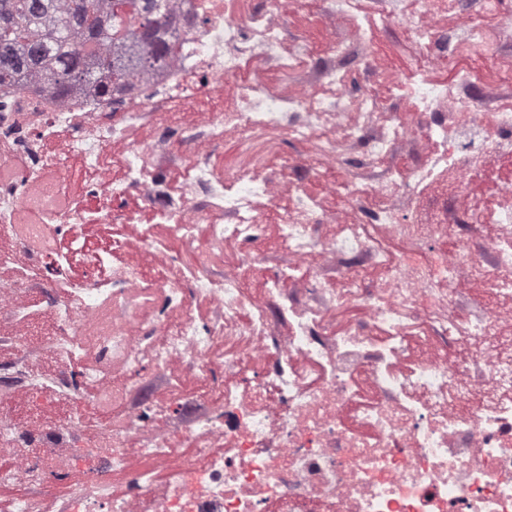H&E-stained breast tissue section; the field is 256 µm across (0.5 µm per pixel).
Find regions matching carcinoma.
I'll return each mask as SVG.
<instances>
[{
	"mask_svg": "<svg viewBox=\"0 0 512 512\" xmlns=\"http://www.w3.org/2000/svg\"><path fill=\"white\" fill-rule=\"evenodd\" d=\"M0 84L44 76L61 96L116 93L162 67L173 17L169 0H0Z\"/></svg>",
	"mask_w": 512,
	"mask_h": 512,
	"instance_id": "1",
	"label": "carcinoma"
}]
</instances>
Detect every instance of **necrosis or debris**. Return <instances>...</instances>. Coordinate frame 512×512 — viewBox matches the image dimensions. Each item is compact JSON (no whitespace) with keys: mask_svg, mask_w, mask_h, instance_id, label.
I'll return each mask as SVG.
<instances>
[{"mask_svg":"<svg viewBox=\"0 0 512 512\" xmlns=\"http://www.w3.org/2000/svg\"><path fill=\"white\" fill-rule=\"evenodd\" d=\"M415 4L392 18L421 48V76L387 77L385 95L345 81L349 68L373 66L364 39L337 25L352 0H172L176 57L136 80L115 122L84 90L61 98L36 82L0 85V269L11 272L0 323H15V357L37 347L56 361L30 378V397L97 390L80 414L48 426L18 423L14 400L0 399V456L12 459L0 486L14 490L13 512H40L32 486L49 496L71 483L60 451L75 445L86 480L100 488L117 476L122 488L106 499L74 495L72 512H512V336L494 307L455 314L466 280L512 299V189L487 225L480 203L455 205L487 156L512 147V110L493 105L477 70L450 86L427 77L452 65L460 42L484 43V15L498 14L512 36V14L499 0H455L449 27L436 0ZM293 11L321 19L320 50L288 37ZM184 112L203 131L176 147L168 131ZM148 120L157 133L139 140ZM260 129L311 145L284 164L287 182L259 176ZM228 133L248 160L212 166ZM426 145L425 163L389 166ZM165 170L184 173L179 190ZM310 180L329 182L351 220L323 210L303 188ZM271 219L286 260L257 300L231 271L217 282L115 268L111 243L74 231L138 223L145 249L154 225L167 224L204 266L198 227L211 241L246 245ZM328 223L335 235L321 232ZM451 224L458 250L423 262ZM383 232L408 238L411 255L386 258ZM371 268L381 287H369ZM56 287L47 306L55 332L36 337L29 296ZM197 296L217 308L204 326ZM347 304L363 317L335 329ZM275 313L288 320L286 337L272 332ZM413 319L434 336L416 342ZM87 349L95 362L71 374L70 357ZM175 358L220 392L184 432L189 457L176 454L156 401L139 402L119 430L104 411L114 364L162 370Z\"/></svg>","mask_w":512,"mask_h":512,"instance_id":"obj_1","label":"necrosis or debris"}]
</instances>
